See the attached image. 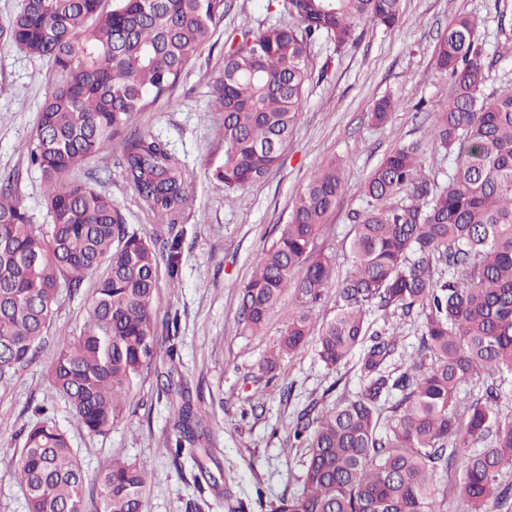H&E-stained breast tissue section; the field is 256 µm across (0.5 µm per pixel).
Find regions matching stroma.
<instances>
[{
  "mask_svg": "<svg viewBox=\"0 0 512 512\" xmlns=\"http://www.w3.org/2000/svg\"><path fill=\"white\" fill-rule=\"evenodd\" d=\"M265 0H224V15L174 89L144 112L136 124L158 138L182 163L190 203L178 285L158 271L157 305L178 317V357L158 354L144 371L123 415L104 434L91 436L73 424L72 411L48 381L56 341L79 332L86 316L82 292L60 290L46 344L35 360L0 380V512H27L24 493L13 477V448L44 406L64 429L88 475L112 458L143 467L150 475L144 512H274L282 497L303 489L305 449L291 446L289 431L309 403L332 407L339 396L355 397L363 382L357 358L336 368L318 357L315 343L280 359L272 370L262 364L275 349L288 313L296 305L285 292L261 333L245 329L238 314L239 293L263 251L277 237L294 192L327 159L342 161L347 185L317 241L332 256L337 275L352 267L348 242L353 212L361 210L359 182L396 146L415 144L427 178L445 183L448 158L429 141L432 115L452 93L447 76L433 70L437 40L461 13L482 22L484 52L512 42V0H403L399 26L364 27L357 44L336 51L329 40L310 53L311 75L303 110L281 161L265 178L230 192L213 178L224 162L223 115L214 109L216 84L224 69V43L243 26L259 30L279 14ZM50 90L46 60L0 42V177L18 175L15 195L31 223L47 224L41 174L28 162L40 107ZM383 97L399 107L387 123L372 124L374 102ZM425 111H417L418 101ZM120 145L88 160L77 178L93 173L98 190L120 206L125 222L150 240L166 231L143 209L117 163ZM375 330L397 338L390 371H404L418 347L422 321L416 315L372 311ZM190 400L207 427L210 441L196 457L174 458L166 441L174 437L173 406ZM207 482H199L201 471Z\"/></svg>",
  "mask_w": 512,
  "mask_h": 512,
  "instance_id": "35a3bbf8",
  "label": "stroma"
}]
</instances>
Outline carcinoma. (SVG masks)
<instances>
[{"label":"carcinoma","instance_id":"obj_1","mask_svg":"<svg viewBox=\"0 0 512 512\" xmlns=\"http://www.w3.org/2000/svg\"><path fill=\"white\" fill-rule=\"evenodd\" d=\"M402 0H266L288 8L295 23L227 38L214 106L224 113V163L215 177L231 191L278 165L309 79V51L327 37L340 50L361 25L386 30L402 20ZM224 0H23L0 40L52 63L53 87L34 132L29 162L45 183L49 224H32L15 200L14 179H0V378L42 349L59 289H90L79 335L58 341L49 370L78 427L103 434L123 415L144 370L158 356L159 321L177 327L155 303L165 263L179 279L190 197L179 159L134 127L137 114L168 93L211 34ZM479 22L460 15L433 51L434 69L454 94L435 114L429 138L448 152L452 172L440 186L422 174L416 146L387 153L360 183L364 207L354 216L352 270L336 277L316 241L345 188L332 157L295 193L278 237L241 288L238 316L259 332L284 291L288 315L276 360L308 339L329 368L360 350V395L329 409L300 411L289 439L307 449L303 490L276 512H443L434 480L463 461L464 512H493L512 497L501 483L512 466V414L501 413V384L512 377V84L487 94L489 66ZM398 103L378 100L372 122L386 123ZM122 141L127 182L158 223L162 250L128 229L112 197L73 172ZM402 198H397L400 193ZM336 287V316L316 328L310 309ZM421 318L418 352L398 375L386 371L397 340L369 333L372 310ZM431 363H426V360ZM484 378L483 393L462 413L461 385ZM390 404L386 427L381 411ZM168 451L193 454L205 430L192 406L178 411ZM482 443L479 451L472 450ZM14 475L27 512H82L87 482L67 433L40 410L15 449ZM99 512H142L147 477L114 460L95 479Z\"/></svg>","mask_w":512,"mask_h":512}]
</instances>
